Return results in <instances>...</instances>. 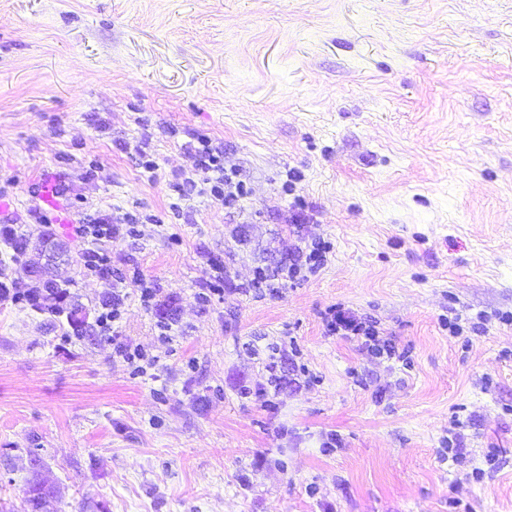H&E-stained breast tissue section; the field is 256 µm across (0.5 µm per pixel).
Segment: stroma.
I'll list each match as a JSON object with an SVG mask.
<instances>
[{
  "mask_svg": "<svg viewBox=\"0 0 512 512\" xmlns=\"http://www.w3.org/2000/svg\"><path fill=\"white\" fill-rule=\"evenodd\" d=\"M202 136L232 204L171 189ZM13 224L67 242L89 330L0 300V512L34 454L43 512H512V0H0ZM121 221H125V218H103L99 224H82L78 230L87 239L91 237V244H95L103 238H111L112 231L118 230L119 224H127ZM307 249L309 253H304L303 249L299 248V258L302 259L305 255V264L295 263L289 266L288 278H296L304 265H307L309 273H315L326 261V254L329 253L330 246L315 239L311 241V245H308ZM122 288L112 285V292H105L102 297V305H108L112 308H105L106 312H102L99 316V326L101 331L106 336L112 328V323L116 322L121 317V307L124 304L126 294H122ZM327 329L332 334L360 338L364 348L373 355L380 357L386 354L388 357H392L395 353L390 341L381 337L387 336V334L377 325V322L369 318H361L351 313L338 311L327 321Z\"/></svg>",
  "mask_w": 512,
  "mask_h": 512,
  "instance_id": "obj_1",
  "label": "stroma"
}]
</instances>
